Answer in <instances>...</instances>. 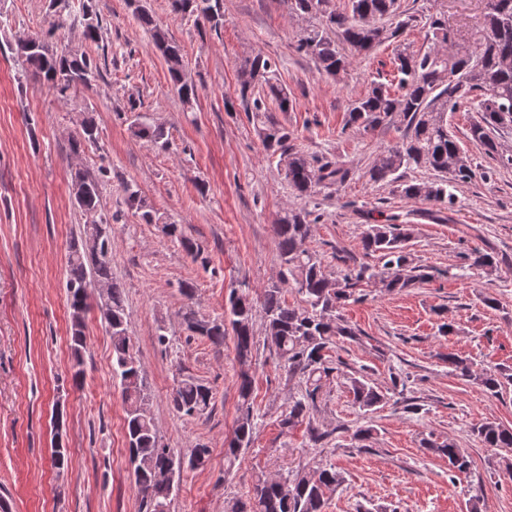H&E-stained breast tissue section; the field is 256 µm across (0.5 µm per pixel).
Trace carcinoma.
<instances>
[{
  "label": "carcinoma",
  "mask_w": 512,
  "mask_h": 512,
  "mask_svg": "<svg viewBox=\"0 0 512 512\" xmlns=\"http://www.w3.org/2000/svg\"><path fill=\"white\" fill-rule=\"evenodd\" d=\"M286 3L290 14L315 20L300 34L297 52L310 57L322 73L332 78L346 72L352 59L366 56L397 39L415 21L413 16L401 18L397 0H347L341 8L332 0H286ZM172 7L175 13L194 16L214 31L224 26V0H172ZM135 14L163 55L173 89L183 103H190L198 96V88L185 76L180 47L145 8L137 6ZM424 19L431 40L429 50L421 53L405 47L398 51L393 59L394 81L375 82L363 96L353 100L346 126L368 134L399 119L403 126L400 141L384 147L378 161L363 177L372 184L392 185L407 199L428 201L439 210H448L455 205L454 188L476 177V170L448 130L447 112L455 110L459 103H473L479 114V120L470 128L473 142L489 158L503 166H512V153L505 152L495 136L499 131L512 129V0H486L484 13L475 24L477 39L466 49L458 47L457 33L448 29L443 12L429 13ZM78 22L83 24V38L98 42L100 25L94 0H71L65 15L52 18L51 29L72 27ZM14 51L25 71L42 78L60 99L66 98L77 85H90L99 74L94 58L58 52L39 36L16 42ZM276 70V61L263 54L243 63L238 70V98L243 111H266L268 98L282 112L292 108L288 91L275 81ZM132 128L138 137L163 146L168 144V134L160 124L138 121ZM260 137L266 155L278 158L288 185L299 197H309L319 188L340 187L350 179V169L337 162L310 161L292 143L288 129L275 121L265 123ZM97 139L98 127L89 112L71 149L77 153L84 146L96 144ZM414 168L430 169L436 178L421 183L403 180L402 172ZM72 184L85 187L78 206L91 217L81 242L73 245L68 255L66 287L71 311L68 347L73 379L77 381L83 375L84 316L89 308L86 288L98 281L107 286L110 316L105 322L112 339V374L122 387L125 433L135 463V487L145 512H170L174 486L166 478V472L171 449L161 443L144 408L141 364L125 328L123 290L112 279V224L100 214L99 180L79 171ZM124 192L128 209L146 223H152V210L139 190L127 185ZM311 224L310 212L303 209L286 207L277 215L274 232L284 272L279 280L264 286L261 309L264 344L277 353L288 374L298 375L305 382L304 392L282 413L279 427L288 433L304 424L309 441L321 447L331 433L314 424L313 412L323 382L344 375L332 351L341 342L358 339V332L342 317L344 305L361 299L358 288L364 284H374L388 294H395L431 279L432 274L426 267L412 263L411 225L400 224L393 216L388 224L368 225L361 238L362 252L377 256L378 264L354 258L345 260V268L333 276L326 272L322 258L304 247ZM167 234L188 255L200 257L196 244L183 235L178 225H167ZM469 260L472 266L489 273L497 271L499 266L498 256L492 250L477 251ZM290 278L303 296L301 307L288 305L284 298ZM179 288L186 299L182 321L192 335L216 346L224 344L226 331H232L234 336L236 358L242 369L238 375L236 426L224 448V457L231 463L250 446L256 428L254 377L248 369L257 351L255 306L247 295L233 289L224 318L210 319L195 309L194 285L183 282ZM447 363L451 375L473 381L491 395L499 394L512 383L509 368L479 372L471 360L455 353L448 354ZM349 382L354 404L365 413L389 400L387 394L364 376L351 377ZM212 399V390L190 375L181 378L172 392L174 409L188 417L207 411ZM473 432L487 448L512 449L511 426L485 421ZM422 447L447 457L451 470L465 473L470 469L469 457L451 441L425 440ZM343 482V475L331 466L289 472L277 479L261 476L251 494L244 500L227 502L225 512H324L327 494Z\"/></svg>",
  "instance_id": "cac0c4a2"
}]
</instances>
